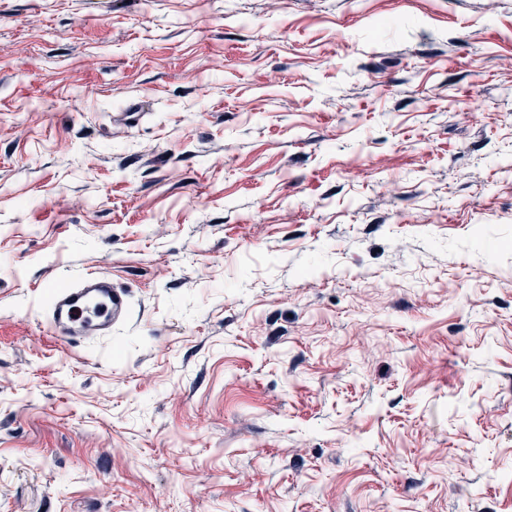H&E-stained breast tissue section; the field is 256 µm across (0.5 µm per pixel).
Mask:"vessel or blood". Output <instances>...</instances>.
<instances>
[{
  "mask_svg": "<svg viewBox=\"0 0 512 512\" xmlns=\"http://www.w3.org/2000/svg\"><path fill=\"white\" fill-rule=\"evenodd\" d=\"M90 298L99 299L105 307L101 315L92 319L83 315L84 304ZM44 315L53 335L69 344L97 341L128 320L129 292L116 286L111 277L90 274L56 288Z\"/></svg>",
  "mask_w": 512,
  "mask_h": 512,
  "instance_id": "obj_1",
  "label": "vessel or blood"
}]
</instances>
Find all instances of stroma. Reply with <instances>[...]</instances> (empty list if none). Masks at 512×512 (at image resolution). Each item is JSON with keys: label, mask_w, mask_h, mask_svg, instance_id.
<instances>
[{"label": "stroma", "mask_w": 512, "mask_h": 512, "mask_svg": "<svg viewBox=\"0 0 512 512\" xmlns=\"http://www.w3.org/2000/svg\"><path fill=\"white\" fill-rule=\"evenodd\" d=\"M0 512H512V0H0ZM99 299L104 312L83 316L85 301ZM75 308V311H72ZM44 315L53 335L71 345L97 341L112 334V328L130 316L129 291L116 286L108 276L89 274L54 290Z\"/></svg>", "instance_id": "obj_1"}]
</instances>
